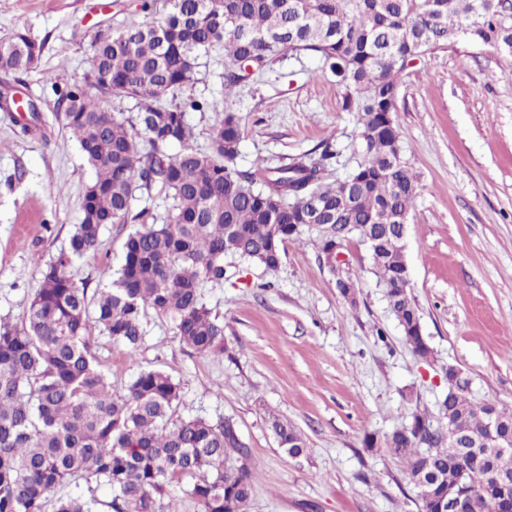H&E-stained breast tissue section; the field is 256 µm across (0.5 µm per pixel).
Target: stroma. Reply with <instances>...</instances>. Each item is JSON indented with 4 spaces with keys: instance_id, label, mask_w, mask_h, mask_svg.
I'll use <instances>...</instances> for the list:
<instances>
[{
    "instance_id": "1",
    "label": "stroma",
    "mask_w": 512,
    "mask_h": 512,
    "mask_svg": "<svg viewBox=\"0 0 512 512\" xmlns=\"http://www.w3.org/2000/svg\"><path fill=\"white\" fill-rule=\"evenodd\" d=\"M144 0H0V38L23 31L44 45L35 69L0 70V94L33 101L39 130L23 134L0 109V321L21 324L47 262L67 247L93 181L71 131L56 117L55 86L92 72L95 40L144 19ZM188 94L212 110L188 112L191 145L211 148L225 104L238 112L241 170L274 167L325 143L342 178L363 157L353 113L317 59L287 54L224 96V48L203 54ZM396 121L417 176L404 255L425 361L407 345L366 247L351 240L347 270L356 304L338 294L307 229L287 242L277 271L226 254L222 286L205 288L224 323V355L190 353L147 313L136 351L95 335L114 392L142 370L182 387L180 416L232 418L251 450L248 512H419L405 465L383 437L415 411L442 420L456 368L467 396L512 410V54L469 38L411 58L401 74ZM130 225H107L74 272L96 289L115 268ZM301 431L307 451L279 448L269 415ZM377 438L375 447L366 436Z\"/></svg>"
}]
</instances>
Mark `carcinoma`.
<instances>
[{
	"instance_id": "carcinoma-1",
	"label": "carcinoma",
	"mask_w": 512,
	"mask_h": 512,
	"mask_svg": "<svg viewBox=\"0 0 512 512\" xmlns=\"http://www.w3.org/2000/svg\"><path fill=\"white\" fill-rule=\"evenodd\" d=\"M497 49L512 42V14L504 0H164L151 18L116 35L98 36L94 80H76L58 95L57 118L75 135L95 172L83 197V219L41 273L24 322L0 321V512H43L48 496L79 479L106 486L110 512H176L174 488L193 480L199 512H247L252 496L250 449L232 418L217 423L176 416L181 386L160 370L140 372L121 395L95 351L92 330L137 348L147 311L166 321L181 344L197 354L224 353V324L202 301L200 289L224 283V255L236 254L269 271L278 269L286 242L307 223L317 200L318 241L331 273L336 240L357 238L405 339L420 360L431 348L419 332L398 225L379 214H407L417 180L402 156L394 118L404 57L426 54L459 37ZM224 45V90L263 70L287 52L318 58L356 114L364 160L343 179L326 161L303 155L277 167L236 169L241 119L230 107L213 129L212 151L189 145L186 112L207 103L192 96L168 105L159 99L186 89L199 56ZM43 44L17 31L0 40V68H35ZM135 101L136 115L113 112L95 94ZM179 146L172 154L170 149ZM168 202L159 219L136 194ZM135 223L108 283L88 294L71 273L97 248L103 226ZM447 426L427 414L385 436L417 489L420 512H442L448 490L474 499V512H500L501 491L489 470L512 471V454L473 447L489 412L512 430V412L477 404L464 390L441 402ZM279 447L305 453L304 437L288 421L269 417ZM459 447L448 449V431ZM485 470L470 468L473 452ZM100 504L81 493L56 498L54 512H91Z\"/></svg>"
}]
</instances>
